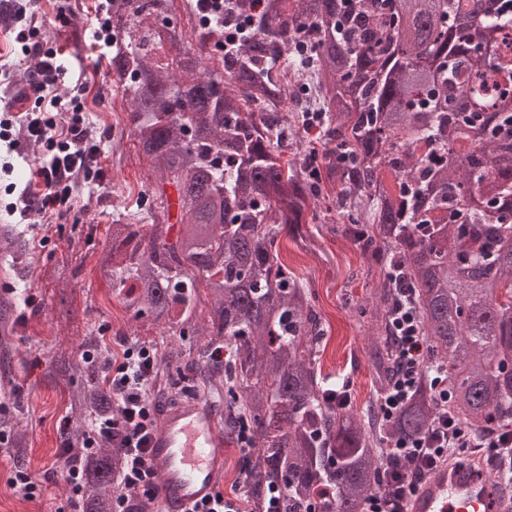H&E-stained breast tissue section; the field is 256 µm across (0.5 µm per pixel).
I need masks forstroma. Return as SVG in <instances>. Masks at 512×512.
<instances>
[{
  "label": "stroma",
  "instance_id": "obj_1",
  "mask_svg": "<svg viewBox=\"0 0 512 512\" xmlns=\"http://www.w3.org/2000/svg\"><path fill=\"white\" fill-rule=\"evenodd\" d=\"M28 0H0V65L11 67L13 81L0 85V100L21 113L33 106L24 92L35 66L23 58L15 40L11 18ZM73 16L70 26L47 25L36 38L49 48L64 51L73 71L85 75V124L100 143L98 166L104 187L91 191L75 188L73 210L59 223L45 222L31 214L24 229L27 239V274L15 279L21 293L22 325L15 338V372L18 389L13 397L0 398V418L11 417L28 436L26 467L41 486L38 497L28 499L10 485L16 456L0 453V512H70L73 496L62 476L58 455L61 439L75 421L68 409V391L47 376L50 351L55 344L78 345L87 327H94L110 345L159 343L160 328L147 319L127 315L120 301L101 283L97 265L108 249V227L114 218L135 211L139 197L151 194L158 173L139 152L127 124L129 105L110 74L108 61L99 59L91 46L90 31L97 25L95 0H67ZM46 146L21 140L19 163L11 175H0V224L8 222L6 204L13 202L12 186L31 177L30 167L47 155ZM316 235V253L302 252L296 236ZM280 253L291 271L300 276L316 296L327 347L322 354L324 373L349 383L350 404L363 411L371 392L374 369L366 345L371 332L369 318L360 314L378 282L374 262L330 225L294 224L280 240ZM76 253L66 273H59L62 255ZM67 297L70 316L56 308Z\"/></svg>",
  "mask_w": 512,
  "mask_h": 512
}]
</instances>
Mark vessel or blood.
<instances>
[{"label":"vessel or blood","instance_id":"b4317fda","mask_svg":"<svg viewBox=\"0 0 512 512\" xmlns=\"http://www.w3.org/2000/svg\"><path fill=\"white\" fill-rule=\"evenodd\" d=\"M225 445L210 404L180 400L160 408L147 453L159 512H193L211 500ZM407 512H512V489L448 461L425 475Z\"/></svg>","mask_w":512,"mask_h":512}]
</instances>
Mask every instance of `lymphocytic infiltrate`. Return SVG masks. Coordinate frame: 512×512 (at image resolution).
<instances>
[{
    "instance_id": "1",
    "label": "lymphocytic infiltrate",
    "mask_w": 512,
    "mask_h": 512,
    "mask_svg": "<svg viewBox=\"0 0 512 512\" xmlns=\"http://www.w3.org/2000/svg\"><path fill=\"white\" fill-rule=\"evenodd\" d=\"M194 2L197 9L210 13L223 26L224 51L235 50L248 38L249 21L236 12L234 0ZM16 20L24 25L16 34L22 53L37 61L28 91L43 109L25 113L20 118L11 106L1 108L0 142L7 150H14L16 143L11 130L19 122L30 138L54 145L56 151L40 160L33 182L26 184L17 201L9 203L7 209L23 216L35 210L61 220L73 209L74 180L80 177L87 184L96 183L95 161L99 147L88 135L81 99L75 96L66 102L58 92L59 84L65 82L68 74L59 52L44 48L28 35L29 30L36 27V15L20 12ZM390 324L396 373L378 403L380 413L387 419L393 418L405 406L425 369L424 331L408 289H401ZM160 361L158 348L146 344L128 345L107 370L105 381L116 401L117 413L111 419L94 423L88 445L97 447L100 442L110 439L116 430L122 434L123 468L112 504L113 512H128L131 500L136 498L149 501L156 498L147 450L154 427L151 383ZM471 441L470 433L445 412L433 421L423 436L399 438L389 443L386 487L383 492L366 499L363 512H406L405 504L416 492L425 471L448 453L468 447Z\"/></svg>"
}]
</instances>
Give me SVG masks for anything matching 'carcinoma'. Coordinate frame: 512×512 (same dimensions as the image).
<instances>
[{
	"instance_id": "obj_1",
	"label": "carcinoma",
	"mask_w": 512,
	"mask_h": 512,
	"mask_svg": "<svg viewBox=\"0 0 512 512\" xmlns=\"http://www.w3.org/2000/svg\"><path fill=\"white\" fill-rule=\"evenodd\" d=\"M238 0L249 38L228 54L184 48L178 26L154 27L174 0H112L111 68L128 97L141 152L161 162L177 195L170 224L164 187L140 210L148 224L109 225L99 275L126 312L166 333L198 331L230 353L220 372L205 350H164L153 388L195 368L224 374L235 396L226 421L247 419L257 444L246 467L250 509L268 487L287 489L288 512H362L379 489L395 437L423 434L440 412L425 376L390 421L376 399L363 415L340 404L322 376L312 293L281 260L287 224L334 212L361 252L386 257L411 289L428 364L448 373V412L474 439L512 428V0ZM212 65L202 67L203 57ZM314 75L326 113L317 177L298 160L297 114L283 107ZM468 104L458 108V99ZM24 231L0 225V265L18 273ZM210 309H200V289ZM396 285L371 297L375 394L389 386V316ZM17 292L0 291V390L15 386ZM111 349L94 331L60 344L56 384L80 386L82 423L64 439L86 512H112L121 449L84 447L89 420L112 416L104 381ZM313 505L315 510L308 509Z\"/></svg>"
}]
</instances>
